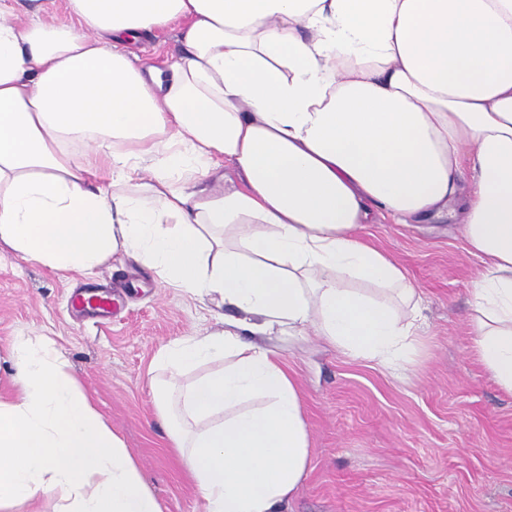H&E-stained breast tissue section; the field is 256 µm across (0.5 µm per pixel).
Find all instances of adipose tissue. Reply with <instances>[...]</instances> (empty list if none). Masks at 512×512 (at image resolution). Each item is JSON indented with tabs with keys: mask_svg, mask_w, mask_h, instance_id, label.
<instances>
[{
	"mask_svg": "<svg viewBox=\"0 0 512 512\" xmlns=\"http://www.w3.org/2000/svg\"><path fill=\"white\" fill-rule=\"evenodd\" d=\"M53 2L0 0V246L62 272L130 256L231 309L152 363L204 512H279L309 465L297 382L243 331L409 364L421 297L357 235L371 211L459 220L474 350L512 393V0H66L69 25ZM172 27L169 71L121 50ZM12 360L0 512H161L55 342Z\"/></svg>",
	"mask_w": 512,
	"mask_h": 512,
	"instance_id": "obj_1",
	"label": "adipose tissue"
}]
</instances>
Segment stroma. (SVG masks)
I'll list each match as a JSON object with an SVG mask.
<instances>
[{"label": "stroma", "mask_w": 512, "mask_h": 512, "mask_svg": "<svg viewBox=\"0 0 512 512\" xmlns=\"http://www.w3.org/2000/svg\"><path fill=\"white\" fill-rule=\"evenodd\" d=\"M167 69L183 53L174 31L125 48ZM360 234L419 288L423 332L401 375L351 357L318 336L263 337L296 380L310 463L280 512H512V394L477 359L469 325L480 262L452 220L376 219ZM109 286L115 314L96 322L75 289ZM226 308L161 284L133 259L91 273L58 272L0 249V399L14 393L17 337L56 342L68 372L137 461L161 512H204L149 386L156 351L223 330Z\"/></svg>", "instance_id": "35a3bbf8"}]
</instances>
